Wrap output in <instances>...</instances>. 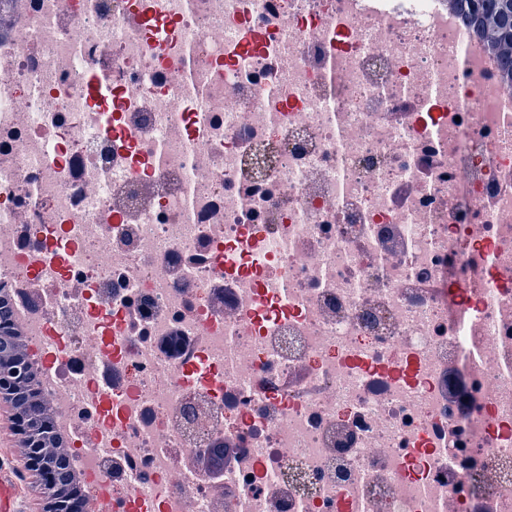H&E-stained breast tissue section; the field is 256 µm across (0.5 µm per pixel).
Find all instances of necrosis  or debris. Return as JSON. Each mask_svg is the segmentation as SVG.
Listing matches in <instances>:
<instances>
[{"label":"necrosis or debris","instance_id":"necrosis-or-debris-1","mask_svg":"<svg viewBox=\"0 0 512 512\" xmlns=\"http://www.w3.org/2000/svg\"><path fill=\"white\" fill-rule=\"evenodd\" d=\"M137 3L22 0L0 38V285L27 348L54 344L42 392L86 498L512 512L498 71L431 0H184L160 53ZM248 28L263 46L244 54ZM89 70L119 93L128 150L85 104ZM63 235L65 275L34 276ZM262 281L287 283L288 310ZM222 443L214 481L199 458Z\"/></svg>","mask_w":512,"mask_h":512}]
</instances>
